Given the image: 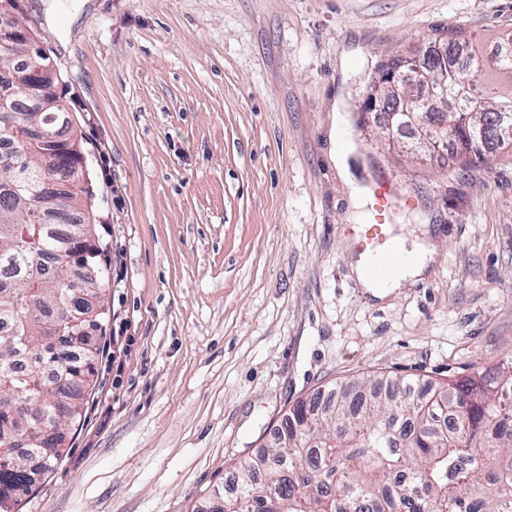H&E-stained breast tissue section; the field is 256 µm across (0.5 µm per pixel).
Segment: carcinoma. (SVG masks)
<instances>
[{"label":"carcinoma","instance_id":"cac0c4a2","mask_svg":"<svg viewBox=\"0 0 512 512\" xmlns=\"http://www.w3.org/2000/svg\"><path fill=\"white\" fill-rule=\"evenodd\" d=\"M24 66L0 51V95L13 102L0 112V512H18L35 486L30 474L57 465L61 452H45L47 429L82 416L67 399L90 391L102 354L81 336L54 335L89 313L74 269L94 266L100 251L83 211L90 190L61 196L64 224L41 204L44 182L70 177L73 162H44L26 129L72 125L66 112H39L12 92L5 71ZM392 73L377 63L370 91L385 95ZM475 90L491 129L512 88L478 78ZM33 224L41 226L36 246L22 236ZM470 369L438 384L372 375L340 385L320 408L316 399L297 401L274 446L236 466L224 501L234 512H512V359L492 376ZM444 400L448 417L461 420L456 432L435 428Z\"/></svg>","mask_w":512,"mask_h":512}]
</instances>
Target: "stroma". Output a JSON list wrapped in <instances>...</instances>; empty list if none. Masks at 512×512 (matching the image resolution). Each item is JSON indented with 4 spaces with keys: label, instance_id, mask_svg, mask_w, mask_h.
I'll return each instance as SVG.
<instances>
[{
    "label": "stroma",
    "instance_id": "stroma-1",
    "mask_svg": "<svg viewBox=\"0 0 512 512\" xmlns=\"http://www.w3.org/2000/svg\"><path fill=\"white\" fill-rule=\"evenodd\" d=\"M107 225L109 318L63 457L20 512H212L296 401L373 373L435 382L512 357V148L449 168L366 107L378 61L512 0H24ZM428 244L378 299L351 227Z\"/></svg>",
    "mask_w": 512,
    "mask_h": 512
}]
</instances>
